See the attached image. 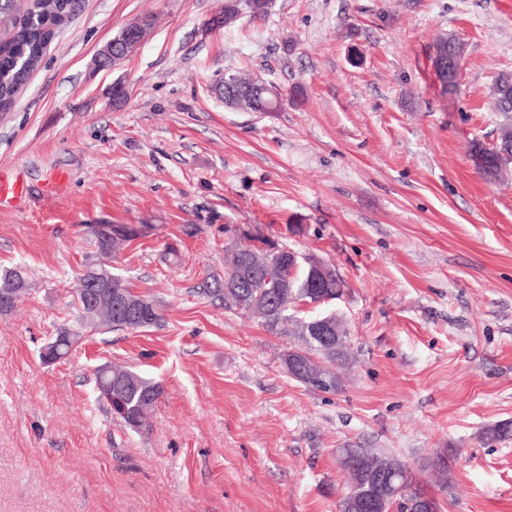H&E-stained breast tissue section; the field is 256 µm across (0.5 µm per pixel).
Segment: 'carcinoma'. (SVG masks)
I'll return each mask as SVG.
<instances>
[{"mask_svg": "<svg viewBox=\"0 0 512 512\" xmlns=\"http://www.w3.org/2000/svg\"><path fill=\"white\" fill-rule=\"evenodd\" d=\"M270 0H231L224 3L222 24L228 26L238 20V15L245 11L253 19L268 13ZM75 0H31L24 18L15 27L12 35L0 40V112H7L15 102L16 95L27 84L33 71L40 63L48 47L52 44L60 30V26L68 16L72 15ZM453 39L441 38L434 44V54L448 56V70L442 72V81L451 86L460 70V62L454 60ZM495 85L503 89L494 94L497 112L503 115L502 127L512 125V75L501 74ZM475 161L481 172L493 177L512 162L511 157L501 158L495 146L480 145L475 151ZM135 230L124 225L112 226V234L96 233L97 253L85 264L79 277V288L76 290L74 304L80 313L85 327L92 330L112 329L131 330L151 327L161 319L159 305L151 298L133 294L125 280L105 271L108 283L112 288V296H126L138 308L136 312H125L119 316L115 304L102 300L91 306L87 298L92 287L94 276L91 270L97 262H104L126 248ZM270 241L255 237L246 251L234 255L224 267V278L206 276L199 286V293L214 297L224 302V308L243 309L260 313L264 318V326L272 334L279 333L285 324L294 321L293 335L298 344L295 348L305 352L308 360L309 375L298 382L309 384L326 391L336 389L338 375L335 366L349 360V345L336 350V346L323 342L314 336L313 319H292L289 311L301 304L324 305L336 300L342 294L344 282L339 279L334 287L318 293L309 287L310 272L303 265L288 262V253L269 252L265 247ZM256 264L245 288H226L224 279L233 276L243 265ZM288 279L291 287H282L283 279ZM0 290L12 294V300L4 311H11L26 293V279L22 268L16 267L0 272ZM82 336L62 332L50 342L57 351L65 356L69 350L80 342ZM96 387L101 398L108 404L109 410L120 425L137 430L144 425L146 416L161 394V385L125 366L112 365L98 367L95 371ZM336 460L340 469L346 474L349 490L339 500V512H354L351 501L364 494L368 489L371 476L387 466L406 469L407 480L414 491L425 495L428 490L421 484L407 464L398 457L373 448H339Z\"/></svg>", "mask_w": 512, "mask_h": 512, "instance_id": "1", "label": "carcinoma"}]
</instances>
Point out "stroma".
<instances>
[{"label": "stroma", "mask_w": 512, "mask_h": 512, "mask_svg": "<svg viewBox=\"0 0 512 512\" xmlns=\"http://www.w3.org/2000/svg\"><path fill=\"white\" fill-rule=\"evenodd\" d=\"M223 7L76 0L0 112V173L24 185L0 210V270L28 281L0 314V512H338L340 448L424 479L446 451L448 485L429 487L443 512H512V435L483 438L512 426V172L487 179L473 152L500 122L512 0H275L232 27ZM144 16L142 44L95 68ZM441 37L464 47L449 89ZM240 67L279 111L225 108L215 84ZM100 224L138 231L112 271L159 302L158 325L84 332L71 300ZM240 228L342 278L338 389L288 376L294 337L197 294ZM64 330L82 343L43 363ZM106 362L162 386L139 430L99 397Z\"/></svg>", "instance_id": "obj_1"}]
</instances>
